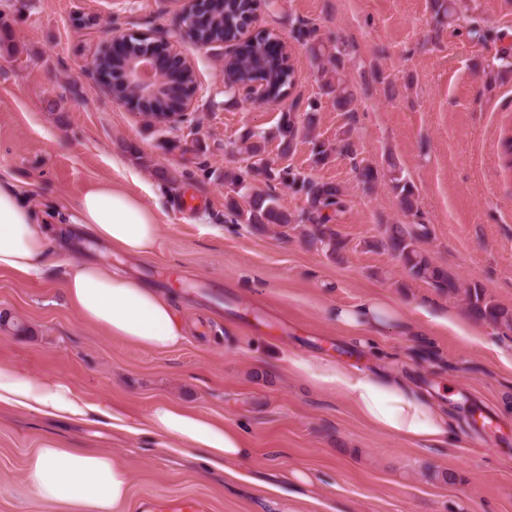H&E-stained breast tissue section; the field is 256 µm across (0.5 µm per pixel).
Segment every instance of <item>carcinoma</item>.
<instances>
[{
    "instance_id": "carcinoma-1",
    "label": "carcinoma",
    "mask_w": 512,
    "mask_h": 512,
    "mask_svg": "<svg viewBox=\"0 0 512 512\" xmlns=\"http://www.w3.org/2000/svg\"><path fill=\"white\" fill-rule=\"evenodd\" d=\"M254 11L253 0H210V20L202 27L188 30V38L196 43L207 45L219 41L231 33L244 16ZM275 34L266 31L256 32L247 44L245 53L228 63L227 75L235 82H247L256 78L266 81L267 85L280 97L287 89L294 86V70L288 62V55L270 58L266 44ZM298 38L309 45L315 58L325 55L322 42L318 41L312 30H298ZM336 81L325 84L326 94L332 96L336 109L343 112L352 111L354 94L344 73L342 53L336 51ZM299 126L293 112H284L278 125L279 146L284 155L292 152L297 139ZM264 136L251 132L240 139L239 150L255 158L252 172L267 181H276L285 187H297L306 196L307 209L298 218L284 211L277 199L266 192L248 186L246 180L236 175H224L232 195L226 201V208L233 217V222L244 223L263 230L270 225L291 224L294 221L309 222L318 227V235L311 238L314 243H321L330 254L334 255L342 249V241L330 225L337 223L347 208V200L342 187L333 182L308 179L291 167L273 168L263 157ZM393 189L400 196L402 208L410 215L419 214L418 198L413 184L396 175L397 165L389 162ZM247 200V206L241 207L236 197ZM419 235L401 225L389 229L387 247L403 262L408 274L422 280L439 291L462 296V301L469 313L479 320L512 329V310L500 306L488 299L484 291L476 285H465L448 274L444 268L434 264L432 260L417 246Z\"/></svg>"
}]
</instances>
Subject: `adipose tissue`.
Here are the masks:
<instances>
[{
  "label": "adipose tissue",
  "instance_id": "1",
  "mask_svg": "<svg viewBox=\"0 0 512 512\" xmlns=\"http://www.w3.org/2000/svg\"><path fill=\"white\" fill-rule=\"evenodd\" d=\"M81 227L117 253L147 259L163 246L159 214L121 187L94 185L80 199L70 223L44 224L15 181L0 174V270L43 278L55 244ZM65 284L67 300L80 317L109 336L155 351L175 348L187 336L171 297L122 270L92 261L72 265ZM331 316L366 347L390 326L407 335L416 331L395 304L379 296L336 307ZM280 362L311 387L347 396L378 431L432 447L450 440L445 410L426 391L390 370L367 373L322 357L289 353L282 354ZM1 407L72 422L93 416L131 434L139 431L106 402L86 398L67 380L29 374L2 362ZM148 424L171 449L201 453L210 468L224 470L248 462L252 455L237 429L180 404L155 406ZM24 482L41 501L65 503L75 512H116L129 489L126 472L110 455L62 448L51 440L30 460Z\"/></svg>",
  "mask_w": 512,
  "mask_h": 512
}]
</instances>
